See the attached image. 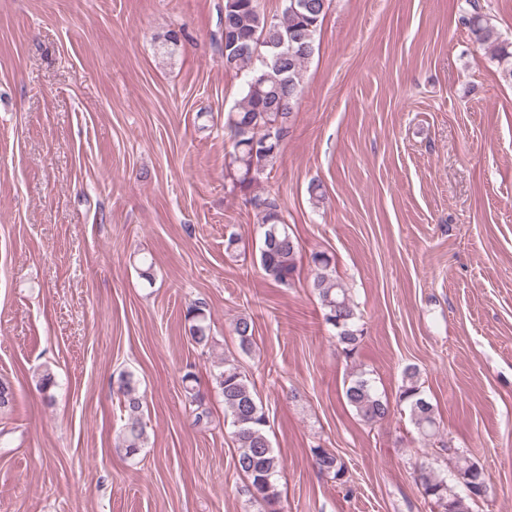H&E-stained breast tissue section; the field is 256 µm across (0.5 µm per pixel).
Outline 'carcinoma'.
<instances>
[{"mask_svg":"<svg viewBox=\"0 0 512 512\" xmlns=\"http://www.w3.org/2000/svg\"><path fill=\"white\" fill-rule=\"evenodd\" d=\"M329 0H284L282 17H268L260 0H224V67L246 71L243 97L233 109L224 113V132L231 143L228 177L231 191L244 197L256 210L258 223L264 228L260 247L261 267L265 274L282 285L290 284L297 270L300 253L298 239L288 231L279 200L254 192L265 173L272 169L288 135L294 105L302 93L303 69L315 51L316 34L327 12ZM463 20L475 41L490 38L479 0H465ZM313 267L312 288L317 291L325 324L336 330L343 350L354 353L363 330L349 289L336 278L332 259L324 252L310 255ZM185 319L192 341L207 345L210 325L206 306L199 302L187 309ZM234 332L245 350L252 345L255 324L244 316L236 320ZM224 398V418L230 421L231 434L238 455L235 465L249 481L250 495L262 502L267 512H279L280 492L275 476L280 468L279 456L269 440V417L254 384L239 366L224 363L213 375ZM195 373L182 376L184 389L196 405L194 424H208L210 411L200 394L194 391ZM118 395L127 419L121 441L126 453L134 454L145 445L142 421L143 398L130 372L117 381ZM344 398L357 417L368 424L388 418L387 400L366 374L350 377L343 390ZM400 399L410 412V421L420 439L435 444L440 422L434 407L422 392L420 370L408 365L403 370ZM320 472L332 476L340 485L347 483V468L336 454L319 446L311 449ZM455 472L466 486L469 498L484 495L486 480L483 469L464 450H453ZM414 481L425 500L436 512H469L466 499L451 493L447 481L430 466L414 471Z\"/></svg>","mask_w":512,"mask_h":512,"instance_id":"carcinoma-1","label":"carcinoma"}]
</instances>
